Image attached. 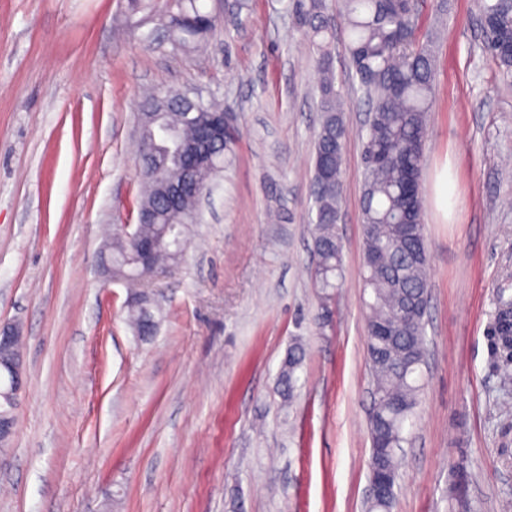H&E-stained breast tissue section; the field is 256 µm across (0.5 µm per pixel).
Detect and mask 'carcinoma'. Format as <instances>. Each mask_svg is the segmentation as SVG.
I'll return each instance as SVG.
<instances>
[{"label":"carcinoma","mask_w":512,"mask_h":512,"mask_svg":"<svg viewBox=\"0 0 512 512\" xmlns=\"http://www.w3.org/2000/svg\"><path fill=\"white\" fill-rule=\"evenodd\" d=\"M484 29L483 50L503 75L512 77V0H477ZM178 14L172 16L174 44L183 48L190 39L206 33L207 13L197 0H175ZM411 0H342L350 42L351 66L359 89L369 102L363 143L365 184L362 196L364 220L365 287L367 302V354L374 381L373 406L369 416L371 454L369 476L379 467L398 472V459L409 443L406 427L412 424L418 405L421 369L426 350L422 306L428 302L426 269L429 250L423 224L421 177L423 150L428 135L436 59L417 40V29L403 25L411 12ZM288 7L306 30L316 50L315 64L322 74L317 88L319 130L314 146L311 197L316 208L313 230L314 279L320 299L338 287L342 271L341 247L336 223L341 204L344 113L333 78L332 18L326 0H288ZM178 94L153 96L141 112L145 122L160 114L158 123L173 127L186 139L199 134L186 122ZM236 139L233 127H224V150L214 166L201 169L203 187L210 186L218 164ZM197 200L182 203L183 218L157 202V183L144 181L138 215H148L137 227L145 238H157L165 230L183 228L195 214ZM131 248L126 238L112 239V277L134 279L141 270L126 263ZM130 319L141 337L155 330L149 297L141 294L130 304ZM304 349L294 344L282 363L279 382L284 400L293 397L296 371ZM395 489L368 500V512H391Z\"/></svg>","instance_id":"obj_1"}]
</instances>
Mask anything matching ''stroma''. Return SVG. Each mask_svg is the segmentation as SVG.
Here are the masks:
<instances>
[{
  "instance_id": "obj_1",
  "label": "stroma",
  "mask_w": 512,
  "mask_h": 512,
  "mask_svg": "<svg viewBox=\"0 0 512 512\" xmlns=\"http://www.w3.org/2000/svg\"><path fill=\"white\" fill-rule=\"evenodd\" d=\"M286 0H248L174 48L172 0H0V323L19 324L26 391L0 452V512H365L372 379L361 279L365 111L333 16L346 101L343 272L311 279L309 185L320 79ZM422 0L437 59L424 154L427 358L392 512H512V81L482 49L476 0ZM175 87L236 129L152 281L157 329L127 320L135 291L100 257L136 224L138 114ZM454 162L447 207L435 185ZM305 358L294 397L278 375ZM303 359L304 349L301 345L294 344L288 349L279 374L281 394L285 401L293 397L295 383L298 380L296 371L301 367Z\"/></svg>"
}]
</instances>
